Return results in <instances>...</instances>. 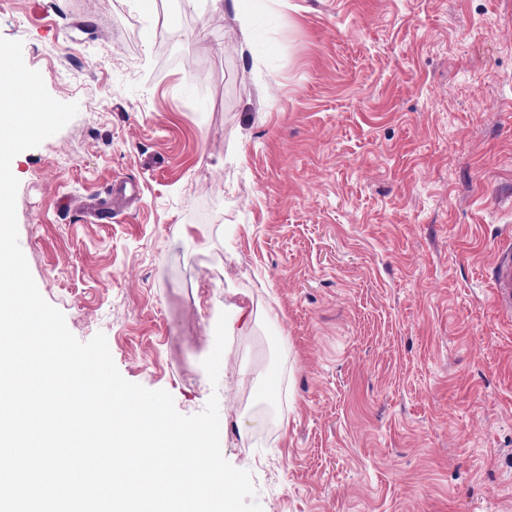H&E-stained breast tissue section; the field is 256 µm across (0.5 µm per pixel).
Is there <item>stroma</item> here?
I'll list each match as a JSON object with an SVG mask.
<instances>
[{
    "label": "stroma",
    "mask_w": 512,
    "mask_h": 512,
    "mask_svg": "<svg viewBox=\"0 0 512 512\" xmlns=\"http://www.w3.org/2000/svg\"><path fill=\"white\" fill-rule=\"evenodd\" d=\"M11 0L78 112L18 153V239L74 337L262 512H512V0ZM139 195L91 224L65 197ZM191 226L190 237L179 234ZM493 301L502 314L512 313V247L503 242L498 246L492 270Z\"/></svg>",
    "instance_id": "obj_1"
}]
</instances>
